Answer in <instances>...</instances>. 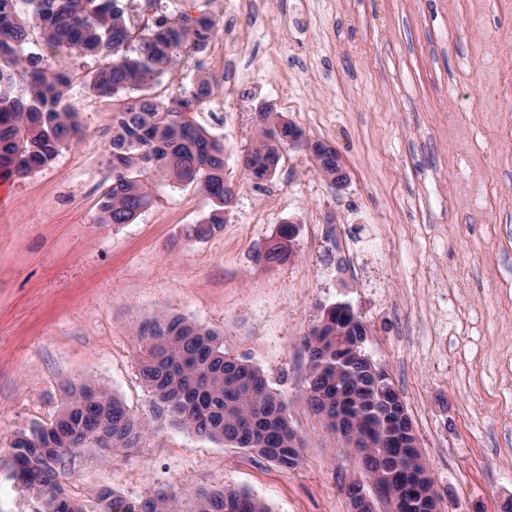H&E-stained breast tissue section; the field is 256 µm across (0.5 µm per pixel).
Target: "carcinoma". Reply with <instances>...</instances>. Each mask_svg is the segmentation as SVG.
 I'll list each match as a JSON object with an SVG mask.
<instances>
[{"label": "carcinoma", "mask_w": 512, "mask_h": 512, "mask_svg": "<svg viewBox=\"0 0 512 512\" xmlns=\"http://www.w3.org/2000/svg\"><path fill=\"white\" fill-rule=\"evenodd\" d=\"M51 56L32 51L31 28ZM216 35L208 15L182 13L156 22L148 34L132 35L131 19L122 0H0V179L24 177L49 166L61 149L79 139L83 128L71 91L82 85L117 101L112 110L108 142L109 175L98 200L97 223L130 224L153 202L146 179L162 175L180 185H195L212 201L208 218L186 229L187 236L205 237L224 224V142L184 119V109L202 106L214 97L215 83L203 78L188 96L165 104L150 94L151 86L190 50L204 48ZM91 59L82 70L73 56ZM266 126L247 153L250 167L263 169L278 161L288 146L276 129L277 112L261 113ZM145 352L140 376L153 393L152 412L161 424L186 429L196 436L242 448L293 471L302 462V448L293 436L287 407L265 375L247 360L224 352L208 330L179 317H161L142 332ZM354 337L336 340V328L304 336L308 360L307 393L312 410L323 415L336 435V387L346 388V414L369 423L393 415L388 400L373 388L368 362L356 360ZM59 417L20 432L11 454L24 470L25 488L37 496L48 486L60 487L54 448L68 456L79 448L99 447L104 425L112 426V447L101 452L142 447L146 428L102 387H72ZM356 452L369 464L368 477L377 485L372 464L382 456L395 475L388 494L400 499L406 512L422 489L421 465L408 448L391 444ZM139 512H174V497L158 490L139 505ZM195 512H270L245 491L217 489L198 494Z\"/></svg>", "instance_id": "cac0c4a2"}]
</instances>
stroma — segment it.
<instances>
[{
	"mask_svg": "<svg viewBox=\"0 0 512 512\" xmlns=\"http://www.w3.org/2000/svg\"><path fill=\"white\" fill-rule=\"evenodd\" d=\"M206 10L230 67L210 49L167 70V102L217 80L191 113L224 143L235 191L224 226L186 235L213 204L198 188L150 179L155 202L130 224H101L113 101L77 86L86 134L51 166L0 181V512H43L17 486L15 435L55 420L71 384L92 382L149 428L143 448L75 452L60 483L117 505L155 490L192 512L198 490L229 487L272 512H348L336 486L353 454L307 402L301 339L321 310L351 305L366 351L401 394L444 512L512 503V0H129L134 22ZM273 106L305 143L283 150L257 184L242 158ZM341 155L336 188L308 143ZM298 224L293 257L261 254ZM180 316L261 369L303 441L286 472L241 448L155 428L139 375L141 330Z\"/></svg>",
	"mask_w": 512,
	"mask_h": 512,
	"instance_id": "stroma-1",
	"label": "stroma"
}]
</instances>
